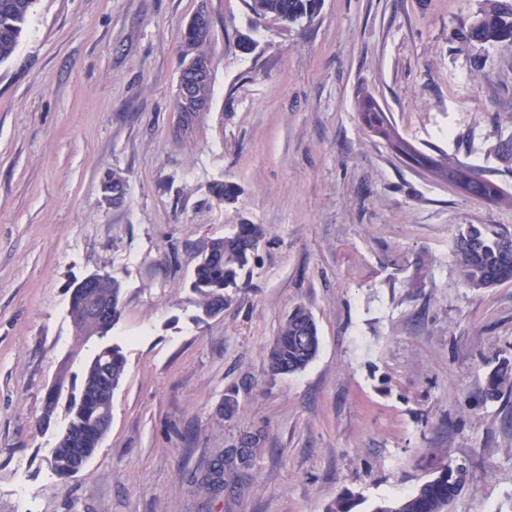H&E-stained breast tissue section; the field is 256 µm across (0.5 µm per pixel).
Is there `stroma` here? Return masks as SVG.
<instances>
[{
    "instance_id": "obj_1",
    "label": "stroma",
    "mask_w": 512,
    "mask_h": 512,
    "mask_svg": "<svg viewBox=\"0 0 512 512\" xmlns=\"http://www.w3.org/2000/svg\"><path fill=\"white\" fill-rule=\"evenodd\" d=\"M200 1L37 0L0 63V512H326L346 490L405 496L447 465L466 472L449 512H512V391L483 396L512 359V281L466 287L452 257L461 228L512 232V48L461 39L484 0H324L299 26L204 0L213 95L188 115L180 52ZM363 95L505 202L410 165L364 126ZM107 169L121 204L103 198ZM245 222L264 231L251 275L205 315L198 249ZM93 274L121 282L119 317L82 341L70 301ZM297 305L319 354L271 374ZM112 344L127 366L111 427L61 478L69 398ZM219 458L214 495L200 480Z\"/></svg>"
}]
</instances>
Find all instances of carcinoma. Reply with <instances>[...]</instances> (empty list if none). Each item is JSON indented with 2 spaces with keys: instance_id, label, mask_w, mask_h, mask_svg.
Instances as JSON below:
<instances>
[{
  "instance_id": "cac0c4a2",
  "label": "carcinoma",
  "mask_w": 512,
  "mask_h": 512,
  "mask_svg": "<svg viewBox=\"0 0 512 512\" xmlns=\"http://www.w3.org/2000/svg\"><path fill=\"white\" fill-rule=\"evenodd\" d=\"M36 0H0V62L12 57L19 45ZM323 0H245L255 21L294 25L312 21L320 12ZM487 8L475 17L466 34L469 41L489 45L512 46V0H487ZM211 39L198 33L188 24L181 47L182 68L190 70L198 62L210 58ZM197 106L188 109L177 104V111L200 112L207 108L212 94L211 78L195 85ZM363 123L378 131L390 147L414 165L442 173L448 183L470 196L490 202H502L506 197L499 187L483 177L476 169L459 165H443L418 152L395 133L385 114L367 96L357 101ZM263 237L261 226L240 224L232 236L210 239L199 252L192 288L201 297V306L208 314L228 299L227 290L238 286V280L249 264ZM512 244V234L468 226L458 231L452 255L464 283L473 289L493 288L512 279V251L504 252L503 241ZM99 298L112 301V318L119 313L121 282L111 277H96ZM320 346L318 326L312 313L304 306L295 307L280 323L277 336L268 352V367L273 374H293L304 370L317 356ZM107 362L106 372L89 363L87 371L93 381L82 382L79 394L69 400L71 418L67 426L74 438L72 448L53 450L52 465L57 474L68 478L74 474L77 460L92 457L99 448V439L87 431L89 406L107 388L117 389L123 380L126 357L121 347L108 346L102 354ZM512 389V361L504 359L489 373L486 394L489 398L501 395L503 387ZM464 482L463 470L449 466L416 486L409 494L395 499H380L369 512H448V505ZM358 494L347 493L334 501L326 512H354L364 503Z\"/></svg>"
}]
</instances>
